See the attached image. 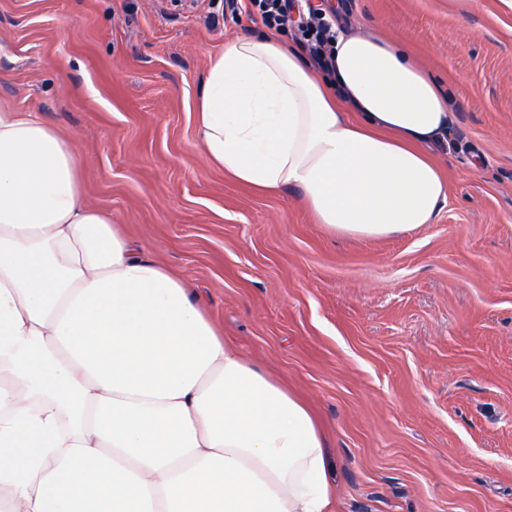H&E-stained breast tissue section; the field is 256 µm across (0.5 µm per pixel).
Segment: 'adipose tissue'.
Returning a JSON list of instances; mask_svg holds the SVG:
<instances>
[{
  "label": "adipose tissue",
  "instance_id": "obj_1",
  "mask_svg": "<svg viewBox=\"0 0 512 512\" xmlns=\"http://www.w3.org/2000/svg\"><path fill=\"white\" fill-rule=\"evenodd\" d=\"M318 78L278 37L209 60V162L299 187L317 223L383 239L448 196V97L410 53L339 24ZM81 160L0 103V512H332L307 407L224 339L190 288L85 201Z\"/></svg>",
  "mask_w": 512,
  "mask_h": 512
}]
</instances>
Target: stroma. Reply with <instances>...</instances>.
Wrapping results in <instances>:
<instances>
[{"label": "stroma", "instance_id": "obj_1", "mask_svg": "<svg viewBox=\"0 0 512 512\" xmlns=\"http://www.w3.org/2000/svg\"><path fill=\"white\" fill-rule=\"evenodd\" d=\"M341 2L448 94V199L404 235H334L299 189L207 160L209 57L266 32L231 0H0V100L67 139L86 201L308 405L335 512H512V11Z\"/></svg>", "mask_w": 512, "mask_h": 512}]
</instances>
